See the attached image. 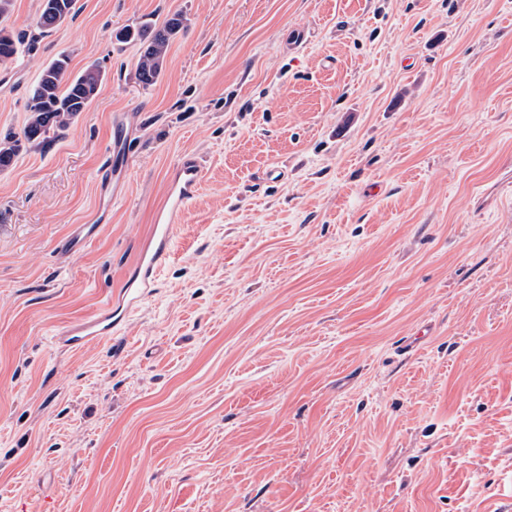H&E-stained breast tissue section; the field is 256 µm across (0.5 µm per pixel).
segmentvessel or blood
<instances>
[{
    "label": "vessel or blood",
    "mask_w": 512,
    "mask_h": 512,
    "mask_svg": "<svg viewBox=\"0 0 512 512\" xmlns=\"http://www.w3.org/2000/svg\"><path fill=\"white\" fill-rule=\"evenodd\" d=\"M202 173L201 161L193 156L182 158L173 168L166 201L157 217L150 244L140 256L134 285L123 293L126 308L140 304L153 288L172 252L174 226L184 219L197 194ZM114 325L112 308L107 305L90 319L64 330L61 340L68 348L79 349L90 342L111 337Z\"/></svg>",
    "instance_id": "1"
}]
</instances>
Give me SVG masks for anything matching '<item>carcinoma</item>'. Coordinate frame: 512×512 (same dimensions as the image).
<instances>
[{
    "label": "carcinoma",
    "instance_id": "1",
    "mask_svg": "<svg viewBox=\"0 0 512 512\" xmlns=\"http://www.w3.org/2000/svg\"><path fill=\"white\" fill-rule=\"evenodd\" d=\"M75 0H47L41 6L38 27L49 31L62 24L74 9ZM184 29L181 15H173L162 27L128 28L118 34L119 39L139 41L142 50L138 62V78L145 85H153L161 76L169 48ZM22 37L0 28V62L14 59ZM69 58L62 55L41 72L27 104L28 122L23 131L24 139L13 135L0 138V170L9 168L21 150V141L44 140L50 131L64 130L84 111L96 96L102 81V72L90 67L72 78L68 74Z\"/></svg>",
    "mask_w": 512,
    "mask_h": 512
}]
</instances>
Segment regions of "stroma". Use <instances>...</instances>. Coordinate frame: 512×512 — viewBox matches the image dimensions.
Returning <instances> with one entry per match:
<instances>
[{"label": "stroma", "mask_w": 512, "mask_h": 512, "mask_svg": "<svg viewBox=\"0 0 512 512\" xmlns=\"http://www.w3.org/2000/svg\"><path fill=\"white\" fill-rule=\"evenodd\" d=\"M40 5L4 22L0 138L59 54L103 80L0 171V512H512V0H75L45 34ZM175 13L142 87L115 34ZM187 154L150 296L58 347ZM112 298L90 319L73 325L61 333L62 342L70 349H79L93 341L112 337V328L120 322L113 319Z\"/></svg>", "instance_id": "1"}]
</instances>
